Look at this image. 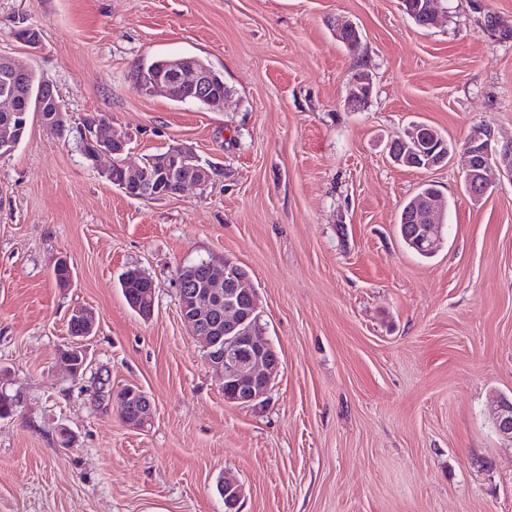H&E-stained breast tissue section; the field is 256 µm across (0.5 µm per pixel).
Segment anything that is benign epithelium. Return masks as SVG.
<instances>
[{"instance_id":"benign-epithelium-1","label":"benign epithelium","mask_w":512,"mask_h":512,"mask_svg":"<svg viewBox=\"0 0 512 512\" xmlns=\"http://www.w3.org/2000/svg\"><path fill=\"white\" fill-rule=\"evenodd\" d=\"M141 94H162L179 101L211 104L208 69L190 61L178 60L165 76L154 77L135 83ZM373 89L369 73L356 77L349 95L351 105L361 108L368 101ZM35 110L44 114L51 125L63 126L64 106L51 84L35 101ZM94 136L89 138L93 152L92 161L103 156L121 155L126 142L112 137L102 127L92 128ZM433 131L426 127L408 129L403 136L390 145L393 161L412 167L420 156H433L438 148ZM462 177L471 198L481 199L502 176L512 179V141L499 143L489 127H479L468 136L464 152ZM190 165L191 174L181 180L178 192L190 187L204 189L209 180L208 169L197 162L194 153L176 147L159 165L144 163L134 169H126L136 193L141 198H157L165 181L166 173L173 167ZM443 210L437 195L420 199L414 206L415 215L431 220ZM179 311L183 323L193 335L202 341L204 359L209 371L219 383L228 387L224 399L241 406H257L266 402L272 385L281 367L280 358L266 337L261 323L260 303L256 290L249 284V276L229 264L221 268L211 266L209 281L202 287L195 283L194 268L183 266L178 275ZM70 320L80 324L84 335L93 333L95 314L83 307L70 311ZM65 365L74 376L85 370L86 359L80 347L69 350ZM124 423L133 428L145 427L153 418L155 407L151 397L141 387L128 385L113 394ZM497 432L512 441V401L502 398L497 401L494 417ZM225 512H241L244 497L243 487L221 488Z\"/></svg>"}]
</instances>
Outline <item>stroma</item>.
<instances>
[{
  "label": "stroma",
  "mask_w": 512,
  "mask_h": 512,
  "mask_svg": "<svg viewBox=\"0 0 512 512\" xmlns=\"http://www.w3.org/2000/svg\"><path fill=\"white\" fill-rule=\"evenodd\" d=\"M438 7L421 27L402 0H0V54L65 109L61 133L31 114L0 156V512H224L227 474L242 512H512V442L493 424L512 398V180L476 201L459 151L429 171L389 156L419 122L457 148L481 125L512 139V0ZM177 54L223 71V107L136 91L142 61ZM360 71L373 94L354 111ZM92 116L131 165L191 148L207 187L127 196L110 158L79 150ZM426 181L447 201L430 259L396 228ZM227 259L281 360L256 407L225 401L179 314V269ZM131 268L154 283L150 317L122 294ZM75 307L96 314L78 342ZM132 384L155 406L141 429L112 402ZM238 480L234 475H224V482L221 484V493L224 496V506L226 512H242L241 501L244 497V491L242 486H232L230 488L224 487V484L230 485Z\"/></svg>",
  "instance_id": "stroma-1"
}]
</instances>
